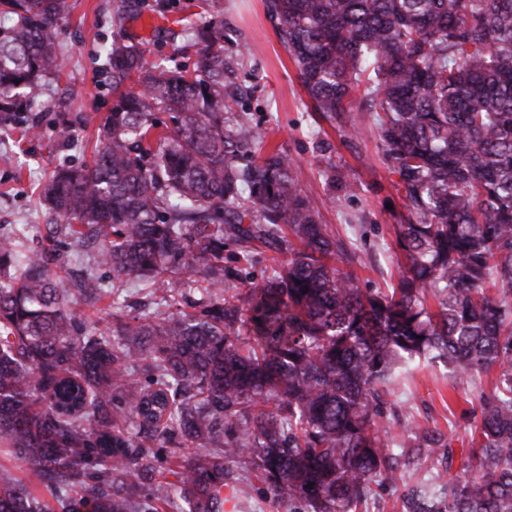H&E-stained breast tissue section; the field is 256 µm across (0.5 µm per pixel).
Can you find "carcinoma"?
I'll use <instances>...</instances> for the list:
<instances>
[{
  "label": "carcinoma",
  "instance_id": "obj_1",
  "mask_svg": "<svg viewBox=\"0 0 512 512\" xmlns=\"http://www.w3.org/2000/svg\"><path fill=\"white\" fill-rule=\"evenodd\" d=\"M264 2L311 109L351 135L373 122L405 197L397 284L366 291L337 267L350 248L319 222L296 162L244 119L216 31H195L191 73L146 66V44L116 35L101 148L49 178V230L98 243L114 286L178 284L209 304L116 318L111 342L80 336L49 255L0 242V440L32 475L3 470L0 512H142L175 497L224 512V490L251 473L289 512H359L417 456L429 470L400 512H512V0ZM61 6L0 0V112L61 71ZM228 242L247 262L255 242L283 258L231 294ZM423 362L455 383L499 370L466 400L459 453L388 412ZM394 428L413 449L390 447ZM158 442L205 452L145 488Z\"/></svg>",
  "mask_w": 512,
  "mask_h": 512
}]
</instances>
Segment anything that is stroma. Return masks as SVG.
<instances>
[{"mask_svg":"<svg viewBox=\"0 0 512 512\" xmlns=\"http://www.w3.org/2000/svg\"><path fill=\"white\" fill-rule=\"evenodd\" d=\"M118 0H64L57 20L61 74L40 102L21 112H0V241L16 250L53 251L54 270L64 286L91 278L104 292L97 302L75 296L71 306L87 335L107 337L100 313L131 319L189 310L201 296L183 289L166 297L142 283L112 287V271L97 261L96 247L75 246L65 231L50 234L39 194L53 172L90 161L98 145V125L112 102V83L100 54L116 30ZM142 14H156L164 27L146 41L148 63L192 67L194 29L224 30V55L236 60V81L245 92L250 123L268 131L296 160L311 205L333 235L350 240L358 254L353 268L364 287L386 289L401 272L396 226L404 196L389 173L375 132L342 136L308 106V96L279 36V23L262 0H143ZM34 130H26L27 121ZM342 171L345 182L335 181ZM468 390L453 388L445 369L419 365L399 382L391 398L400 414L441 431L461 448L470 428L462 417Z\"/></svg>","mask_w":512,"mask_h":512,"instance_id":"35a3bbf8","label":"stroma"}]
</instances>
